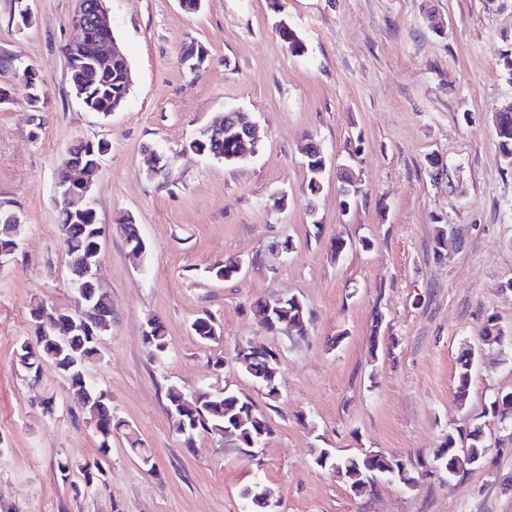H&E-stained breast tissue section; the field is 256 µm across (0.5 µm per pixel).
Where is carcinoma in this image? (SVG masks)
I'll return each mask as SVG.
<instances>
[{"mask_svg":"<svg viewBox=\"0 0 512 512\" xmlns=\"http://www.w3.org/2000/svg\"><path fill=\"white\" fill-rule=\"evenodd\" d=\"M129 62L124 57L112 58V64L106 68L97 69L89 73L69 71V80L72 87L83 82L88 85V98L91 100V112L103 115L120 109L126 103L131 87L127 81ZM501 125L508 127L507 132L498 134L500 148L506 164L512 165V110L501 114ZM200 139L204 140V151L214 157L218 154L234 152L238 148L233 139L232 132L224 130V135L214 139L203 131ZM319 147L310 142L303 148L306 163L307 187L310 194H316L321 185L322 175L312 169L319 164ZM341 181L345 190L344 198L340 201L343 208L351 207L352 198L358 193V187L349 174V166L341 167ZM61 221L58 230L65 249L66 261L69 267L71 281L74 286H79V274L81 272L86 253L91 245L87 233L83 228L71 222L70 215L64 207H59ZM122 231L130 251L135 252L144 244L140 235L138 224L131 219H125ZM238 260L226 259L224 264L209 270L212 277L218 280L229 281L238 276ZM36 309L44 311V317L49 322L57 324L60 329H65L69 313L65 308L54 305L36 304ZM279 316L288 318V323L293 325V332L302 336L308 329L309 317L303 303L291 296L280 305ZM111 317L95 322L97 326L96 337L93 341L84 331H73L61 338L58 333H53L43 338L42 342L32 350L26 343L19 345L18 354L25 360L18 365L27 376L36 378L42 370L43 363H52L64 376L68 390L79 401V410L83 418L91 422L104 421L112 425V431L121 433L126 440L130 451L139 459L150 455L144 441L138 437L128 422L113 415L112 408L104 391L89 390L86 380L88 365L100 355L102 336L110 327ZM153 327L150 335L143 338V343L152 356H162L169 348V341L163 323L157 319H151ZM194 335L202 341H213L221 337V329L216 325L215 319L210 314H202L194 319L191 324ZM480 339L487 346L512 344V336L503 335L496 326L489 324L481 331ZM277 352H255L252 350L235 353L236 359L244 372L263 389L269 399H276L279 395L280 376H272L270 370L273 365V357ZM475 360V351L465 350L458 360V366L454 378V392L456 399L463 402L467 399L471 386V373ZM512 392L497 394L492 397L485 411L497 418L504 426L512 428ZM168 406L188 400L190 407L184 412H177L170 417L173 433L181 435L184 425H189L192 434L196 437L206 435L216 442L224 443L232 448H239L244 453H250L252 445L267 440L272 429L266 415L260 411L250 400L240 393L227 389L219 395L213 389H197L187 391L179 385L171 384L166 389ZM111 452V443L99 441L97 457L79 470L82 472V483L71 482L74 493L79 494L92 488L98 491L106 482L107 472L103 466L105 458ZM315 463L321 468L333 472L336 477L344 481L356 493L365 491L372 486L374 479L380 475L397 480L405 485L415 483L408 463L394 457H390L379 451H368L352 456H337L328 449L321 448L316 452ZM437 468L445 471L448 478L460 476L472 466L484 467L493 471L496 462L490 457L489 446L484 439L482 426L476 425L464 433L463 440L459 441L453 434H448L446 440L435 456Z\"/></svg>","mask_w":512,"mask_h":512,"instance_id":"cac0c4a2","label":"carcinoma"}]
</instances>
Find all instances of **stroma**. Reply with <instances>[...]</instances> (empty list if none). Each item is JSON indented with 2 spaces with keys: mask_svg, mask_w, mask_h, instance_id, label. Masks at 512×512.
Returning a JSON list of instances; mask_svg holds the SVG:
<instances>
[{
  "mask_svg": "<svg viewBox=\"0 0 512 512\" xmlns=\"http://www.w3.org/2000/svg\"><path fill=\"white\" fill-rule=\"evenodd\" d=\"M106 4L134 78L125 106L108 116L87 111L69 82L62 48L76 0H0V63L33 66L46 101L31 110L17 79L0 77L12 97L0 104V203L21 221L18 249L0 263V512H245L241 492L257 480L279 512H512V452L493 475L474 467L451 479L432 466L448 433L476 424L497 446L503 431L485 406L512 391V346L479 340L488 324L512 336V166L494 123L512 102L502 61L512 55V0H282L278 13L270 0H203L195 13L178 0ZM24 5L31 22L21 29ZM282 19L304 53L277 35ZM190 42L208 52L202 70L181 61ZM228 109L255 124L258 153L227 166L187 151ZM309 138L326 158L314 195ZM81 140L109 145L89 201L105 231L100 284L112 325L87 373L154 463L146 469L113 438L107 485L92 497L71 489L80 473L66 482L57 470L60 458L96 456L92 425L54 366L33 381L15 362L32 306L75 297L56 177ZM157 154L164 167L154 172ZM342 164L359 187L347 215ZM126 216L146 244L137 264L117 226ZM441 230L448 247L439 251ZM286 237L290 253H268ZM338 240L347 248L334 260ZM227 257L242 261L240 275L212 278ZM290 296L310 315L307 334L266 332L252 303ZM204 312L219 341L192 333ZM151 317L169 339L160 358L142 341ZM246 341L280 353L277 399L236 362ZM468 347L483 355L460 403L454 376ZM172 383L242 392L271 436L252 457L205 436L185 446L166 410ZM319 448L412 459L416 483L381 478L354 493L315 464Z\"/></svg>",
  "mask_w": 512,
  "mask_h": 512,
  "instance_id": "obj_1",
  "label": "stroma"
}]
</instances>
